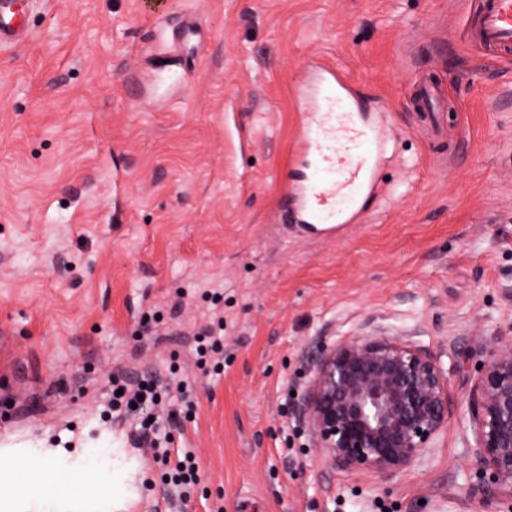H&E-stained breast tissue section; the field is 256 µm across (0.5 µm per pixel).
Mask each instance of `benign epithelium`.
<instances>
[{
    "label": "benign epithelium",
    "instance_id": "7a95c632",
    "mask_svg": "<svg viewBox=\"0 0 512 512\" xmlns=\"http://www.w3.org/2000/svg\"><path fill=\"white\" fill-rule=\"evenodd\" d=\"M469 397L472 459L494 495L512 500V343L485 347ZM448 372L429 348L362 333L312 360L298 417L333 466L391 476L448 428Z\"/></svg>",
    "mask_w": 512,
    "mask_h": 512
}]
</instances>
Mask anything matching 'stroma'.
<instances>
[{"label":"stroma","mask_w":512,"mask_h":512,"mask_svg":"<svg viewBox=\"0 0 512 512\" xmlns=\"http://www.w3.org/2000/svg\"><path fill=\"white\" fill-rule=\"evenodd\" d=\"M478 0H36L0 48V445L120 448L129 512H512L467 448L458 364L512 340V61L463 39ZM344 68L388 142L359 223H282L309 64ZM448 104L428 133L412 91ZM224 297V369L192 362ZM376 328L440 355L448 428L391 477L333 467L294 414L320 345ZM176 370L189 500L106 428L113 382Z\"/></svg>","instance_id":"stroma-1"}]
</instances>
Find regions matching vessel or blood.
<instances>
[{
	"label": "vessel or blood",
	"mask_w": 512,
	"mask_h": 512,
	"mask_svg": "<svg viewBox=\"0 0 512 512\" xmlns=\"http://www.w3.org/2000/svg\"><path fill=\"white\" fill-rule=\"evenodd\" d=\"M28 7L29 0H0L1 46L25 37ZM466 28L471 46L512 58V0H482ZM299 94L302 113L293 154L310 173L283 184L282 217L330 233L358 220L360 200L379 195L383 147L365 117V100L340 68L313 65Z\"/></svg>",
	"instance_id": "b4317fda"
}]
</instances>
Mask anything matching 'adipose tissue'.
<instances>
[{"label":"adipose tissue","instance_id":"ef3b65f1","mask_svg":"<svg viewBox=\"0 0 512 512\" xmlns=\"http://www.w3.org/2000/svg\"><path fill=\"white\" fill-rule=\"evenodd\" d=\"M136 468L119 450L0 448V512H124Z\"/></svg>","mask_w":512,"mask_h":512}]
</instances>
